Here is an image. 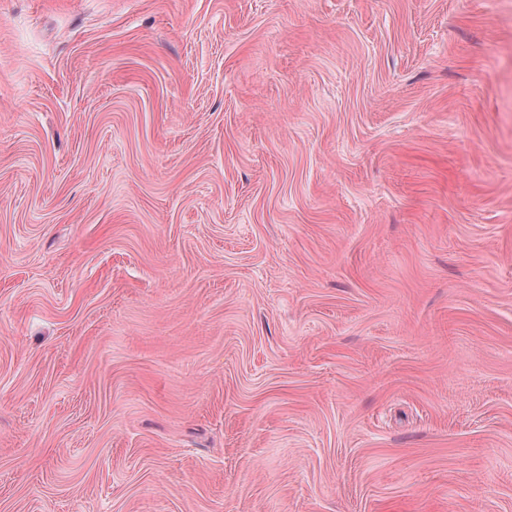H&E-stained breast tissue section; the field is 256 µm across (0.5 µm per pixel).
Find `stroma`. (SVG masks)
<instances>
[{
	"label": "stroma",
	"instance_id": "obj_1",
	"mask_svg": "<svg viewBox=\"0 0 512 512\" xmlns=\"http://www.w3.org/2000/svg\"><path fill=\"white\" fill-rule=\"evenodd\" d=\"M0 512H512V0H0Z\"/></svg>",
	"mask_w": 512,
	"mask_h": 512
}]
</instances>
